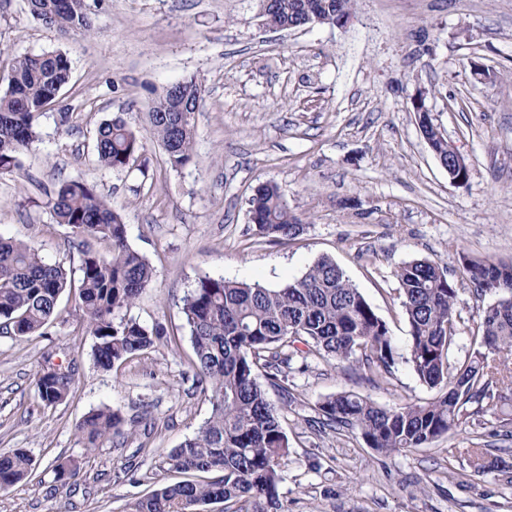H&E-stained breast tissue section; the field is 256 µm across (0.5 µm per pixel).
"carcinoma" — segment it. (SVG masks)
I'll return each instance as SVG.
<instances>
[{
    "label": "carcinoma",
    "mask_w": 512,
    "mask_h": 512,
    "mask_svg": "<svg viewBox=\"0 0 512 512\" xmlns=\"http://www.w3.org/2000/svg\"><path fill=\"white\" fill-rule=\"evenodd\" d=\"M353 0H277L271 17L283 25L310 16L348 15ZM29 13L64 39L86 36L92 23L85 0H27ZM71 78V63L60 50L13 59L8 83L0 92V173L20 166L19 157L37 137L39 118L58 101ZM202 85L182 81L181 95L164 93L149 108L150 127L173 168L193 159L195 112ZM144 149L141 138L121 120H106L96 133L98 162L123 169ZM56 223L70 229L78 253L77 277L49 264L28 241L0 236V326L15 336L35 335L54 319L62 294L78 290L77 309L93 338V358L109 371L139 356L166 337L126 317L154 272L149 261L127 243L126 225L95 186L79 180L61 183L50 201ZM258 235L278 242L299 236L304 224L288 207L275 184L259 186L249 200ZM108 243L100 253L86 245ZM462 279L476 293H499L474 325L475 349L464 362L449 365L458 333V283L447 268L430 259L405 263L395 271L409 325L405 363L437 396L395 407L380 406L351 391L328 395L319 404L320 424L358 434L379 455L421 448L452 435L463 419L495 406L512 391V263L460 255ZM182 312L195 360V382L212 405L209 418L179 447L158 455L152 475L209 473L207 481L186 479L164 485L131 505L130 512H199L224 503V512H282L279 485L287 465L289 441L278 409L258 382L265 371L282 396L288 390L296 343L341 364L358 365L370 379L389 377L398 353L389 328L336 263L326 257L301 277L277 288L222 277H203L183 299ZM41 401H65L73 373L49 367L36 373ZM124 420L110 408L89 412L76 424L83 449L92 453L123 431ZM32 457L23 449L0 452V491L31 476Z\"/></svg>",
    "instance_id": "carcinoma-1"
}]
</instances>
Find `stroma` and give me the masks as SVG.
Here are the masks:
<instances>
[{
    "instance_id": "obj_1",
    "label": "stroma",
    "mask_w": 512,
    "mask_h": 512,
    "mask_svg": "<svg viewBox=\"0 0 512 512\" xmlns=\"http://www.w3.org/2000/svg\"><path fill=\"white\" fill-rule=\"evenodd\" d=\"M93 35L74 40L36 21L26 0H0V89L15 57L62 50L69 86L40 119L21 166L0 174V235L32 241L42 258L72 270L78 254L48 203L60 182L95 185L120 213L129 245L155 282L127 314L162 325L170 339L99 369L92 338L64 293L41 334H0V451L25 449L32 475L0 492V512H128L162 481L131 482L152 469L211 414L193 384V348L182 313L200 278L267 287L302 276L327 257L384 320L398 351L409 328L395 270L435 259L451 277L459 254L512 263V0H355L341 26L267 27L259 0H86ZM203 88L191 164L172 168L150 138L149 107L167 86ZM423 97L433 123L467 159L451 182L418 127ZM119 117L145 142L120 170L95 160L99 124ZM273 183L304 220L278 244L249 219L254 189ZM496 301L458 286L460 338L449 362L472 351L471 328ZM74 369L71 396L47 406L34 375L46 364ZM277 400L290 444L279 487L284 512H512V437L500 422L512 399L469 418L453 437L381 456L361 438L317 425L327 395L351 391L383 406L424 401L433 390L405 363L372 382L299 345L288 371L294 402ZM108 407L133 426L84 454L76 424ZM497 468L474 474V444ZM80 472L61 479L56 466Z\"/></svg>"
}]
</instances>
